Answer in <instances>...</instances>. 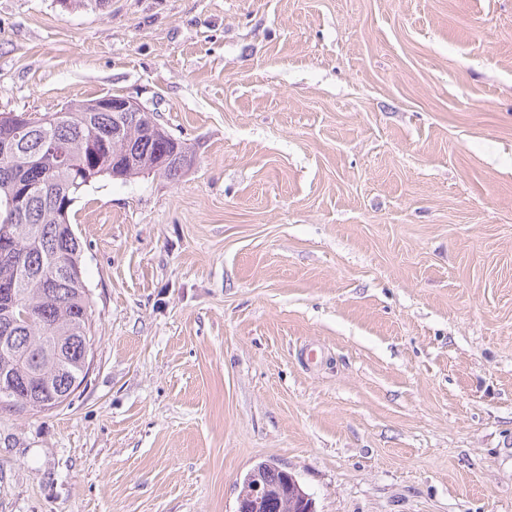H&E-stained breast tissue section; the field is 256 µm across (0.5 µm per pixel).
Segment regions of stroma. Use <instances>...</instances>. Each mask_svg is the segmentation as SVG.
<instances>
[{
	"label": "stroma",
	"instance_id": "stroma-1",
	"mask_svg": "<svg viewBox=\"0 0 512 512\" xmlns=\"http://www.w3.org/2000/svg\"><path fill=\"white\" fill-rule=\"evenodd\" d=\"M108 94L194 162L73 205L85 382L0 512H512V0H0V113ZM316 512L313 498L288 470L274 463H260L243 479L235 512Z\"/></svg>",
	"mask_w": 512,
	"mask_h": 512
}]
</instances>
